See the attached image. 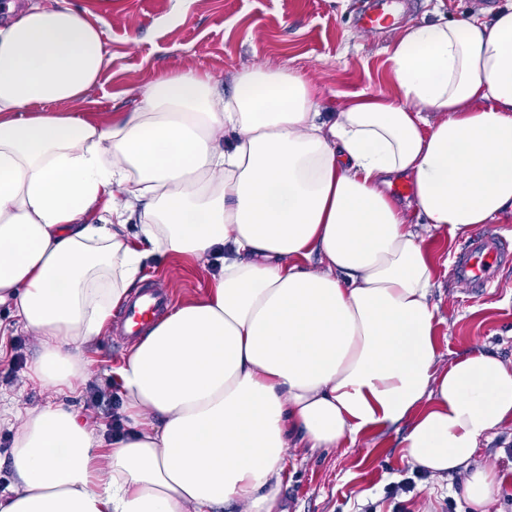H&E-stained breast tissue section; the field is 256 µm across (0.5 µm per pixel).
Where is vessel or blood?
Returning <instances> with one entry per match:
<instances>
[{
    "instance_id": "b4317fda",
    "label": "vessel or blood",
    "mask_w": 512,
    "mask_h": 512,
    "mask_svg": "<svg viewBox=\"0 0 512 512\" xmlns=\"http://www.w3.org/2000/svg\"><path fill=\"white\" fill-rule=\"evenodd\" d=\"M404 0H379L375 11L362 13L359 22L370 33L394 25ZM512 260V246L503 242L493 231L476 235L456 256L450 274L468 283L480 294L493 288L499 268ZM168 294L157 289H144L136 293L120 312L116 328L127 338L138 336L151 321L158 318L166 305Z\"/></svg>"
}]
</instances>
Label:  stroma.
Listing matches in <instances>:
<instances>
[{
  "mask_svg": "<svg viewBox=\"0 0 512 512\" xmlns=\"http://www.w3.org/2000/svg\"><path fill=\"white\" fill-rule=\"evenodd\" d=\"M93 12L104 32L111 62L84 111L105 118L128 111L131 90L151 82L162 70L198 66L228 91L232 72L260 65L297 67L322 85L329 104L339 94L392 87L384 53L393 32L370 34L358 18L368 0H70ZM399 26L441 17L462 18L483 11L482 0H408ZM461 240L426 237L425 247L438 274L432 300L444 318L437 339L447 358L473 351L499 357L512 368V263L502 269L497 288L473 297L468 285L451 283L444 262ZM144 287L165 283L175 302L202 294L209 272L192 257L154 253L147 260ZM129 351L128 341L109 335L85 347L90 372L75 396L52 391L22 379L38 354L35 339L17 333L11 356L0 366V386L14 391L21 404L33 406L54 399L68 409L87 412L109 423L111 402L89 407L93 390L114 394L112 368ZM402 430L391 429L349 448L316 453L288 451V473L281 497L288 512H468L461 479L445 481L413 469L402 458ZM483 461L495 468L502 484L487 512H512V429L504 428L481 448ZM410 480L414 491L391 494L392 486Z\"/></svg>",
  "mask_w": 512,
  "mask_h": 512,
  "instance_id": "35a3bbf8",
  "label": "stroma"
}]
</instances>
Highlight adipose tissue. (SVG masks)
<instances>
[{"mask_svg": "<svg viewBox=\"0 0 512 512\" xmlns=\"http://www.w3.org/2000/svg\"><path fill=\"white\" fill-rule=\"evenodd\" d=\"M388 53L392 91L330 111L299 69L236 71L225 96L189 67L97 120L71 106L109 63L98 26L39 0L0 25V305L39 345L27 379L79 392L150 249L213 267L113 368L121 431L0 393V512H287L288 449L402 423L404 460L487 512L478 450L512 426V369L444 359L423 243L512 215V0Z\"/></svg>", "mask_w": 512, "mask_h": 512, "instance_id": "adipose-tissue-1", "label": "adipose tissue"}]
</instances>
